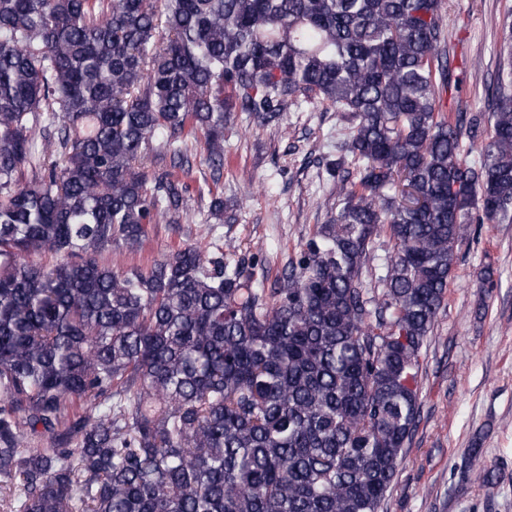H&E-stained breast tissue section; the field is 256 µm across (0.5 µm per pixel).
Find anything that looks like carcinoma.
I'll list each match as a JSON object with an SVG mask.
<instances>
[{
  "instance_id": "carcinoma-1",
  "label": "carcinoma",
  "mask_w": 512,
  "mask_h": 512,
  "mask_svg": "<svg viewBox=\"0 0 512 512\" xmlns=\"http://www.w3.org/2000/svg\"><path fill=\"white\" fill-rule=\"evenodd\" d=\"M445 5L0 0V512H379L466 225L512 218V13L471 164ZM313 102L357 167L275 287L192 245L104 263L190 223L189 145L219 167L234 113ZM391 252V243L385 234L381 233L373 239L370 249L371 260L363 270V278L367 287L381 290L382 286L378 277L384 275L385 265Z\"/></svg>"
}]
</instances>
